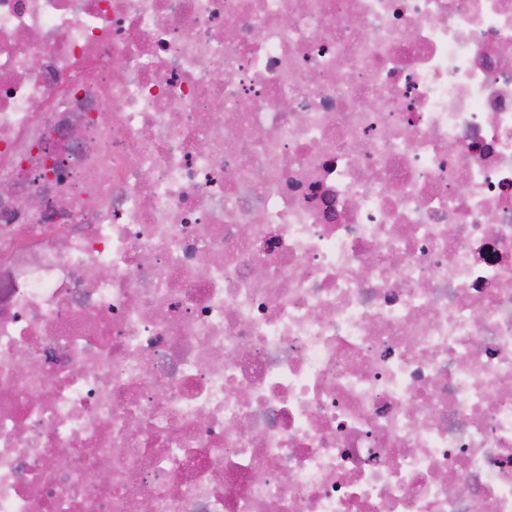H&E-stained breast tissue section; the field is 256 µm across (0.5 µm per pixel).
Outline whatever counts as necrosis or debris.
<instances>
[{
  "label": "necrosis or debris",
  "instance_id": "1",
  "mask_svg": "<svg viewBox=\"0 0 512 512\" xmlns=\"http://www.w3.org/2000/svg\"><path fill=\"white\" fill-rule=\"evenodd\" d=\"M139 502L512 512V0H0V512Z\"/></svg>",
  "mask_w": 512,
  "mask_h": 512
}]
</instances>
